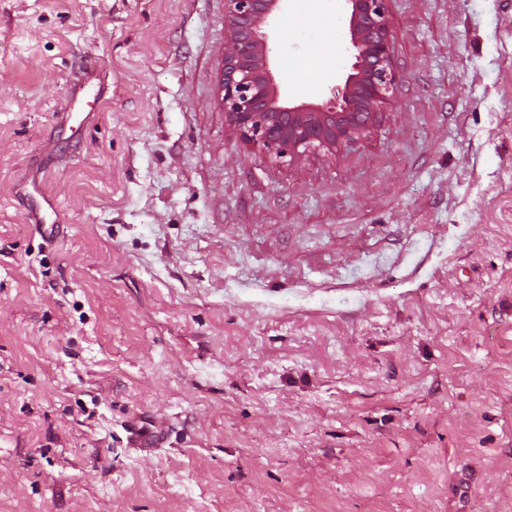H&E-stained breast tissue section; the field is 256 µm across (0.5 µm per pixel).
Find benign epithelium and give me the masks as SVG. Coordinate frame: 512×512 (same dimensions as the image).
Segmentation results:
<instances>
[{
  "label": "benign epithelium",
  "mask_w": 512,
  "mask_h": 512,
  "mask_svg": "<svg viewBox=\"0 0 512 512\" xmlns=\"http://www.w3.org/2000/svg\"><path fill=\"white\" fill-rule=\"evenodd\" d=\"M389 0H352L354 23L363 39L351 41L353 69L362 73L358 94L361 105L351 112H373L390 101L399 82L393 64L388 27ZM279 0H224V18L230 26V45L224 56L223 106L230 120L248 141L285 163L295 149L319 147L324 142L323 117L335 114L351 94L352 77L331 90L319 105L322 117L296 122L295 107L271 110L269 70L262 68L255 50L269 52L268 33Z\"/></svg>",
  "instance_id": "benign-epithelium-1"
}]
</instances>
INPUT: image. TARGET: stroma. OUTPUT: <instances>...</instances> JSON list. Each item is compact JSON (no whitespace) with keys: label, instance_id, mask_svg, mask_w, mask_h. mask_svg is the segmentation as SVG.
I'll return each instance as SVG.
<instances>
[{"label":"stroma","instance_id":"1","mask_svg":"<svg viewBox=\"0 0 512 512\" xmlns=\"http://www.w3.org/2000/svg\"><path fill=\"white\" fill-rule=\"evenodd\" d=\"M351 12L319 75L281 0L278 104ZM389 23L394 99L283 164L220 104L224 0H0V512H512V0Z\"/></svg>","mask_w":512,"mask_h":512}]
</instances>
